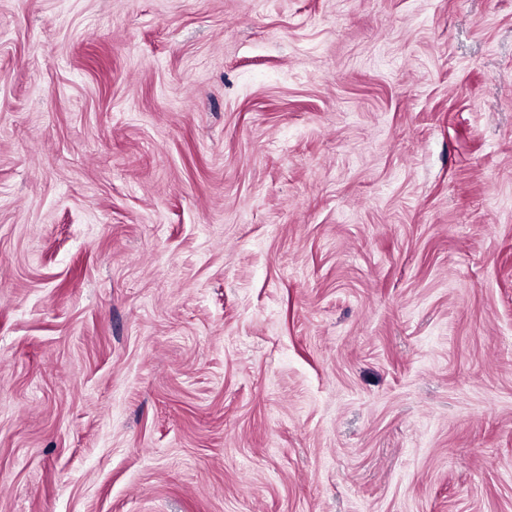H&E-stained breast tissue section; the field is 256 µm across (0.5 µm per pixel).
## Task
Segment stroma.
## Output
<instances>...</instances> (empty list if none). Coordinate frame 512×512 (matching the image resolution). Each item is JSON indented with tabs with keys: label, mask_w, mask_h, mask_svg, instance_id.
Masks as SVG:
<instances>
[{
	"label": "stroma",
	"mask_w": 512,
	"mask_h": 512,
	"mask_svg": "<svg viewBox=\"0 0 512 512\" xmlns=\"http://www.w3.org/2000/svg\"><path fill=\"white\" fill-rule=\"evenodd\" d=\"M0 512H512V0H0Z\"/></svg>",
	"instance_id": "1"
}]
</instances>
